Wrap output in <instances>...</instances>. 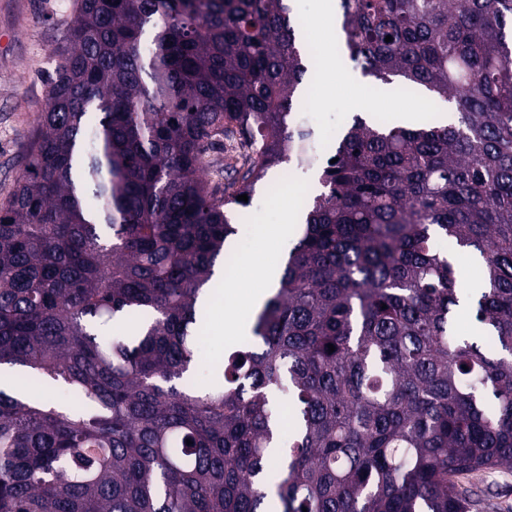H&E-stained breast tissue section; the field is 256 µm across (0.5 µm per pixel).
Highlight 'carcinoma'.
Returning a JSON list of instances; mask_svg holds the SVG:
<instances>
[{
    "instance_id": "1",
    "label": "carcinoma",
    "mask_w": 512,
    "mask_h": 512,
    "mask_svg": "<svg viewBox=\"0 0 512 512\" xmlns=\"http://www.w3.org/2000/svg\"><path fill=\"white\" fill-rule=\"evenodd\" d=\"M338 20L357 69L458 124L355 119L247 342L200 383L225 208L304 162L316 54L289 0H74L0 203V366L69 401L0 386V512H477L457 479L512 468V0H339ZM453 247L482 261L472 336Z\"/></svg>"
}]
</instances>
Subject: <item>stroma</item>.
<instances>
[{"instance_id":"35a3bbf8","label":"stroma","mask_w":512,"mask_h":512,"mask_svg":"<svg viewBox=\"0 0 512 512\" xmlns=\"http://www.w3.org/2000/svg\"><path fill=\"white\" fill-rule=\"evenodd\" d=\"M73 9V0H0V202L12 190L21 169L45 101L46 86L40 74L54 66ZM306 98L313 111L295 112L293 121L311 130V140L322 159L333 154L365 100L371 102L376 115L388 119L397 112H416L425 125L457 121L446 102H435L422 91L402 93L393 85L363 76L344 53L333 59L320 55ZM319 176V166L288 161L286 166L271 168L255 185L252 206L228 207L237 228L231 246L242 261L234 273L216 279L215 295L221 300L222 313L230 305L229 287H255L261 268L284 265L295 239L280 235L278 228L286 220L302 224L303 214L294 195L300 189L311 195L319 193ZM222 313L200 322L203 365L221 361L243 342L242 337L225 336Z\"/></svg>"}]
</instances>
